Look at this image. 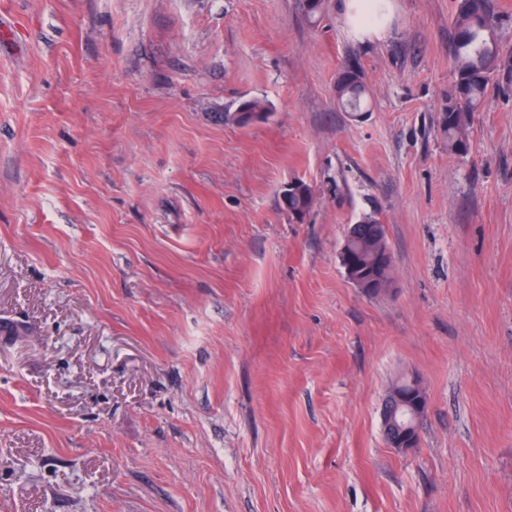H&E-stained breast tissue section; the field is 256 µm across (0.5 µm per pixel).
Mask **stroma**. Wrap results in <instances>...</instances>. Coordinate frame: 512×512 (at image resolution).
<instances>
[{
    "label": "stroma",
    "mask_w": 512,
    "mask_h": 512,
    "mask_svg": "<svg viewBox=\"0 0 512 512\" xmlns=\"http://www.w3.org/2000/svg\"><path fill=\"white\" fill-rule=\"evenodd\" d=\"M350 5L0 0V512H512V82L449 153L458 0ZM335 94L338 103L342 106H347L356 112L361 110L362 103L366 98L367 87L360 72L347 66L336 80ZM297 186L288 193V196L281 195V205L291 215H304L311 203V189L300 180H295ZM377 234L379 238L386 237L383 224H380L371 216L360 220L353 231V239L350 244L351 251L356 254L359 266L356 273L364 280H374L379 275L378 269L372 265V259L368 251V245ZM414 387L420 391L418 385L414 381L400 380L396 382L388 392H400L406 396V408L402 411L393 410V414L395 417H398L399 421L404 423L410 421L412 424L409 428H401L403 430L402 435L404 436V440L406 442V448L404 446H400L402 443V437L397 435L396 428L393 424V417L390 416V412L388 410H385L386 421L384 422L383 426L384 435L387 438L386 441L389 443L391 448H397L400 451H408L412 449L410 447L413 445L417 447L419 442L418 421L422 417V414L418 415L417 417L415 416V403L417 401V394ZM410 415H412L413 418H411Z\"/></svg>",
    "instance_id": "35a3bbf8"
}]
</instances>
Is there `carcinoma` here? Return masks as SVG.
Listing matches in <instances>:
<instances>
[{"label":"carcinoma","mask_w":512,"mask_h":512,"mask_svg":"<svg viewBox=\"0 0 512 512\" xmlns=\"http://www.w3.org/2000/svg\"><path fill=\"white\" fill-rule=\"evenodd\" d=\"M493 15L488 0H459L454 20V44L452 81L448 90V105L443 113V125L448 135V151L465 153L469 147L468 128L475 112L488 95L493 83L499 78L512 79V51H505L491 34ZM339 104L353 111L361 110L367 87L360 72L350 66L341 72L335 85ZM311 189L302 182L288 195L281 196V205L291 215H303L311 203ZM386 237L385 229L376 219L366 216L353 231L350 244L359 266L357 274L364 280H374L379 275L372 265L368 245L374 237ZM416 383L411 380L396 382L391 391L406 396V408L393 411L401 422H410L403 429L406 447L418 445V421L415 415Z\"/></svg>","instance_id":"cac0c4a2"}]
</instances>
